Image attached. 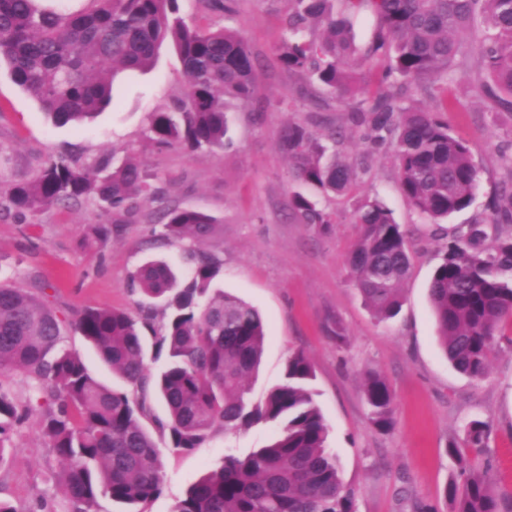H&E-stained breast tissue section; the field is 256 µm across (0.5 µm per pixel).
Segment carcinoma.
<instances>
[{"mask_svg": "<svg viewBox=\"0 0 512 512\" xmlns=\"http://www.w3.org/2000/svg\"><path fill=\"white\" fill-rule=\"evenodd\" d=\"M71 8L69 0H0V62L12 81L55 124L93 120L116 95L118 75L150 70L165 42L174 45L186 79L184 93L168 109L152 113L147 133L160 146L188 152L226 146L231 102L249 104L257 60L247 40L226 27L186 21L183 0H92ZM289 0L288 41L280 62L300 88L329 94L345 106L346 127L330 128L328 145L302 124L287 125L283 150L292 176L325 195L358 190L380 154L391 155L403 194L436 223L469 208L480 168L474 148L454 135L439 113L448 111V71L470 59L495 84L480 88L499 109L512 112V0ZM213 13H231L236 0H195ZM372 12L378 33L364 60L386 62L373 87L351 65L357 52L347 16ZM480 24L486 35L476 47L457 39ZM434 99L435 110L406 105L409 89ZM364 144L345 155L348 134ZM95 199L104 219L90 227L83 244L105 242L126 217L163 190L147 181L134 158L102 157L91 163L61 157L31 177L0 183V214L34 224L54 206ZM290 218L326 233L335 213L296 193ZM357 239L347 262L365 305L379 320L402 307V284L412 265L407 229L376 196L353 212ZM160 235L169 240L207 239L220 220L203 211L164 204ZM512 183L498 190L489 222L461 224L439 249L429 286L440 345L460 373L480 379L487 371L501 324L512 322ZM181 278L162 260L132 275V287L165 302L161 324L151 307L135 319L123 310L86 308L61 316L35 291L0 284V378L22 374L31 394L16 399L0 383V464L14 429L35 416L58 463L55 483L68 512H96L104 497L122 512L162 493L163 462L142 420L151 415L147 389L167 410L160 429L169 448L187 453L220 430L270 425L273 436L245 456L224 455L175 505L174 512H354L328 428L310 387L312 361L302 351L285 364L282 379L264 400L250 398L248 382L259 370L267 335L262 314L243 299L214 289L221 265L205 253ZM70 326L127 385L111 388L64 346ZM370 422L380 431L394 423V394L371 373L363 386ZM489 425L474 420L468 442L482 448ZM445 497L453 512H512V494L485 470H465Z\"/></svg>", "mask_w": 512, "mask_h": 512, "instance_id": "carcinoma-1", "label": "carcinoma"}]
</instances>
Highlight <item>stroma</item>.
<instances>
[{"label":"stroma","instance_id":"35a3bbf8","mask_svg":"<svg viewBox=\"0 0 512 512\" xmlns=\"http://www.w3.org/2000/svg\"><path fill=\"white\" fill-rule=\"evenodd\" d=\"M185 10L200 25L218 23L240 31L258 58L251 105L231 110V144L221 150L187 152L159 147L146 137L151 113L168 107L184 86L178 54L164 44L155 67L118 83V103L83 126L48 123L37 106L0 70V182L36 174L49 162L75 156L92 161L110 152L136 156L165 200L209 212L223 224L210 240H158L151 229L158 203L141 206L132 223L122 225L103 247L83 246L89 225L98 223L99 206L87 200L72 207L45 211L38 223L0 219V275L17 286L43 285L48 301L69 312L110 307L137 314L141 296L130 287L136 269L152 258L165 259L187 272L188 250L217 257L218 282L225 292L258 308L268 324V337L251 397L262 400L277 383L289 355L304 351L315 366V399L328 427L355 512H414L418 503L452 512L444 490L465 468H490L502 490L512 492V330L497 342L485 378L473 380L457 372L444 356L429 300L428 287L442 235L459 224L491 214L496 190L512 180V169L500 149L512 143V114L492 108L479 89L486 75L474 66L455 65L448 77V113L452 132L470 141L480 167L473 205L447 223H426L403 196L392 157H383L358 192L331 195L322 204L335 212L329 234L317 233L287 217L288 202L306 185L294 181L280 146L283 128L321 115L315 136L341 125L345 114L338 101L322 104L297 97L296 83L283 69L278 49L288 11L286 0H237L233 14L221 16ZM378 195L397 223L406 225L414 258L403 285L399 314L378 321L355 289L346 254L355 238L351 214L364 195ZM340 323L346 335L336 345L328 328ZM381 374L395 394L394 426L376 429L367 417L362 384L368 373ZM490 425L486 447L465 441L472 420ZM272 427L221 431L203 447L174 454L161 433L153 438L164 462L161 495L145 512H173L187 488L205 471L220 466L225 454L247 455L267 444ZM17 447L0 466V498L16 512H33L45 499L49 512H68L51 471L54 459L36 419L17 427ZM456 454H449V443Z\"/></svg>","mask_w":512,"mask_h":512}]
</instances>
